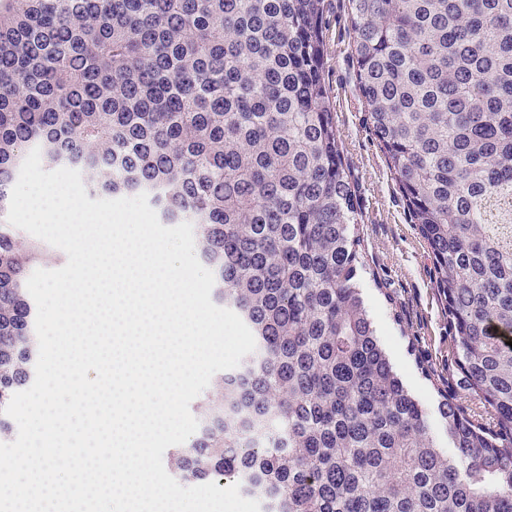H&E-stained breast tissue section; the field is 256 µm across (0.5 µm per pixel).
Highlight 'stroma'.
Instances as JSON below:
<instances>
[{
	"mask_svg": "<svg viewBox=\"0 0 512 512\" xmlns=\"http://www.w3.org/2000/svg\"><path fill=\"white\" fill-rule=\"evenodd\" d=\"M325 82L336 113L343 157L360 207L363 255L373 276L361 280V294L394 371L426 410L437 446L451 451L448 427L438 412L440 397L414 361L418 345L434 369L448 366V320L432 277L431 254L410 221L405 201L367 123L352 55L348 0H325ZM402 321H395V314Z\"/></svg>",
	"mask_w": 512,
	"mask_h": 512,
	"instance_id": "35a3bbf8",
	"label": "stroma"
}]
</instances>
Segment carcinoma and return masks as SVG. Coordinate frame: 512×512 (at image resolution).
<instances>
[{"label": "carcinoma", "mask_w": 512, "mask_h": 512, "mask_svg": "<svg viewBox=\"0 0 512 512\" xmlns=\"http://www.w3.org/2000/svg\"><path fill=\"white\" fill-rule=\"evenodd\" d=\"M367 123L433 260L456 449L380 345L324 77V0H0V436L38 345L47 245L7 221L28 153L189 222L256 349L169 466L263 512H512V0H349Z\"/></svg>", "instance_id": "cac0c4a2"}]
</instances>
